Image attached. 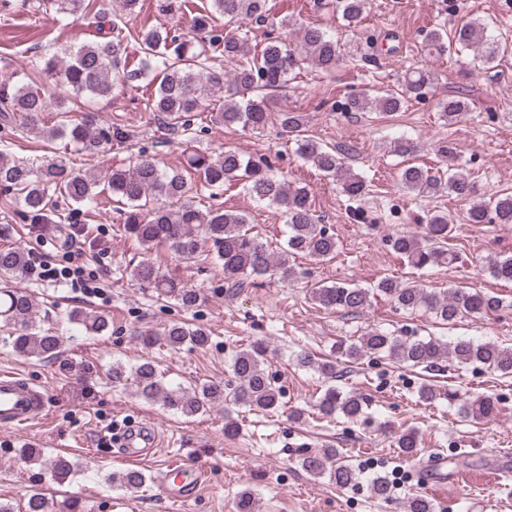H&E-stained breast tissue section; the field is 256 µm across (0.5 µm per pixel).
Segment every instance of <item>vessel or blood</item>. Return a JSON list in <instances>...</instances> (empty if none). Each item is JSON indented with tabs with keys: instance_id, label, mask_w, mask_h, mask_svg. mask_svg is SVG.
<instances>
[{
	"instance_id": "obj_1",
	"label": "vessel or blood",
	"mask_w": 512,
	"mask_h": 512,
	"mask_svg": "<svg viewBox=\"0 0 512 512\" xmlns=\"http://www.w3.org/2000/svg\"><path fill=\"white\" fill-rule=\"evenodd\" d=\"M50 410L49 394L12 372L0 373V426L19 429L39 419ZM160 440L159 430L152 425L128 429L119 438V456L128 463L145 460ZM485 479L499 480L512 475V450L493 449L483 469ZM206 474L195 464L181 460L167 465L159 484L165 498L175 504H185L195 498ZM459 476L448 469L445 453L429 456L420 467L418 481L423 487H442L458 481Z\"/></svg>"
}]
</instances>
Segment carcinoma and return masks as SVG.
Wrapping results in <instances>:
<instances>
[{
    "instance_id": "carcinoma-1",
    "label": "carcinoma",
    "mask_w": 512,
    "mask_h": 512,
    "mask_svg": "<svg viewBox=\"0 0 512 512\" xmlns=\"http://www.w3.org/2000/svg\"><path fill=\"white\" fill-rule=\"evenodd\" d=\"M120 13H108L98 0H43L47 9L57 15L93 14L102 40L84 44L66 59L57 55L40 58L41 70L57 74L73 90L97 97H107L118 84H126L155 73L157 84L149 91V111L165 119L171 131L185 143L193 141L192 131L201 111V103L210 87L220 82L216 67L228 62L233 71L224 97V109L211 115V120L226 127L263 130L275 125L296 143L300 158L312 163L327 178L336 180L341 191L357 196L366 189L365 178L351 170L345 151L335 145L317 141L304 133V116L282 111L271 117L268 102L271 94L288 85L289 77L307 64L330 74L346 63L375 61L372 54L354 45H342L336 36L318 25H306L300 37L292 42L283 32L294 28L286 17L270 24L280 29L275 37H267L260 46L248 44L245 26L252 20H268L267 0H156L158 11L173 17L193 14L192 29L152 27L134 36L123 31L120 22L137 12L140 0H115ZM367 0H335L336 13L348 27H357L365 20ZM224 18V26L216 24V16ZM424 51L442 57L473 51L487 65L494 63L501 51L499 38L492 34L489 22L472 18L457 26L453 38L442 27L432 29L426 37ZM433 73L424 68H408L398 77L400 91H388L372 97L359 92L345 104L349 112H381L391 115L402 109L406 100L426 98ZM62 115L50 127L43 126L42 117L50 106ZM436 110L446 122L463 117L468 103L460 98L437 103ZM69 113L65 99L49 101L38 89L24 82L0 85V128L7 132L36 133L47 143L67 138L85 149L102 142L123 143L126 132L116 126L93 130L88 121L74 122L64 118ZM439 155L448 161V176L437 175L428 168L405 166L400 174L401 187L417 195L446 192L469 201L465 221L468 224L512 225V192L492 194L478 192L476 182L455 164L451 144L438 146ZM187 166L201 188L221 191L239 187L254 200L282 210L287 227L283 245L272 248L269 240L255 231L249 214L223 207L202 206L191 193L185 175L160 167L154 158H141L128 169L114 168L106 176L76 167L62 157H46L39 162L14 159L6 144L0 145V190L5 192L4 204L15 209L29 224H60L58 201L63 199L76 207L101 208V195L108 193L119 204L120 229L145 250L166 246L185 262H195L204 244H209L214 261L224 270L226 292L237 295L257 285L256 279L271 275L290 284L297 278L292 257H308L317 262L333 259L336 237L314 213L309 191L294 187L284 175L274 173L262 158L245 156L233 149L217 153L193 150ZM425 224L422 236L398 234L389 239L391 248L412 267L424 269L439 265L451 266L458 254L449 247L454 225L448 215L434 211L421 218ZM29 262V253L21 247L0 249V328L13 338V347L23 357L56 360L62 336L43 329L36 320L32 297L13 285ZM487 266L498 281L512 284V254H494ZM128 276L139 287L149 289L156 297L189 311L200 300L195 288L181 285L161 273L160 267L146 258L128 270ZM376 293L397 309L414 312L425 309L445 322L465 317L491 316L506 303L503 298L472 288L437 291L406 286L392 278L379 280L372 288L336 282L311 288V300L329 311L355 313L364 309L370 295ZM68 321L82 327L88 334L102 335L109 331L108 319L83 308L68 314ZM163 345L171 350L184 346L203 348L211 341V331L184 321L171 322L161 333ZM385 356L410 368L431 370L449 360L464 368L474 364L498 372L512 374V346L493 341L477 342L466 336L444 341L434 336L403 338L370 327L361 336L339 343L336 358L317 362L306 354L297 356V363L312 367L329 385L319 397L314 410L327 419L354 421L365 413L363 399L353 391L335 384L336 364L357 362L365 357ZM231 379L184 387L165 379L156 363L148 358L128 366L112 362L109 376L112 387L131 390L147 403H158L173 414L192 417L202 414L217 402L224 404V431L238 430L239 409L275 413L282 406V388L266 369L265 349L256 341L232 356ZM448 400L458 402L460 413L474 421L495 419L499 401L491 394L458 398L446 393ZM405 457H414L420 448L414 430L404 431L395 441ZM303 470L315 477L329 476L341 488L359 484V469L340 457L334 448L299 459ZM75 472V464L64 455L50 462L51 476L62 481ZM108 481L128 492L146 486L147 476L139 469H126L108 477ZM371 493L379 498L390 496L391 485L382 475L369 480ZM25 512H47L43 493L35 488L27 495ZM234 512H256L253 491L246 489L236 496Z\"/></svg>"
}]
</instances>
